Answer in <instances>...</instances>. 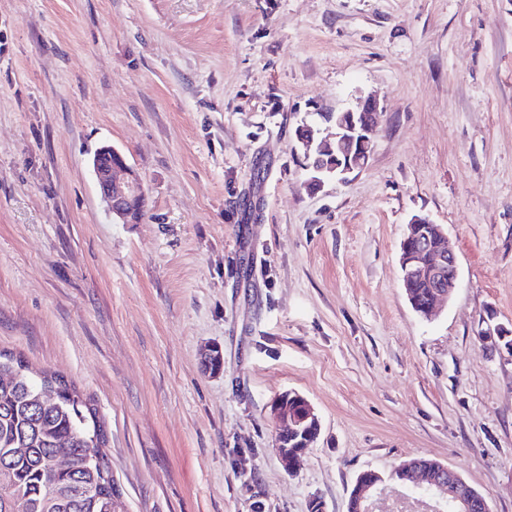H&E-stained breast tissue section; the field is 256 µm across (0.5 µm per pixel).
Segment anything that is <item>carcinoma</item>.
I'll return each instance as SVG.
<instances>
[{"label":"carcinoma","mask_w":512,"mask_h":512,"mask_svg":"<svg viewBox=\"0 0 512 512\" xmlns=\"http://www.w3.org/2000/svg\"><path fill=\"white\" fill-rule=\"evenodd\" d=\"M106 444L92 399L0 350V512H116ZM57 452L71 470L53 469Z\"/></svg>","instance_id":"carcinoma-1"}]
</instances>
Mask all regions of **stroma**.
Instances as JSON below:
<instances>
[{
	"instance_id": "stroma-1",
	"label": "stroma",
	"mask_w": 512,
	"mask_h": 512,
	"mask_svg": "<svg viewBox=\"0 0 512 512\" xmlns=\"http://www.w3.org/2000/svg\"><path fill=\"white\" fill-rule=\"evenodd\" d=\"M380 102L368 166L312 186L296 132ZM116 148L147 213L113 220ZM458 286L402 288L413 216ZM512 0H0V350L105 423L121 512H346L422 457L512 512ZM215 346L224 370L205 372ZM321 420L294 471L271 405ZM92 169L108 212L129 224L137 203L145 197L141 180L112 146H103L95 153ZM446 240L445 231L439 224L427 216L418 215L409 222L400 244L403 288L407 292L411 288L412 298L420 302L427 296V302H413L412 306L425 318L435 311L439 303L450 298L458 284L457 258ZM416 283L420 285L415 288ZM384 483L385 477L375 471L361 473L350 495L349 512H375Z\"/></svg>"
}]
</instances>
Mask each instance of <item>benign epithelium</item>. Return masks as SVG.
Returning <instances> with one entry per match:
<instances>
[{"label":"benign epithelium","instance_id":"obj_1","mask_svg":"<svg viewBox=\"0 0 512 512\" xmlns=\"http://www.w3.org/2000/svg\"><path fill=\"white\" fill-rule=\"evenodd\" d=\"M377 111V102L367 99L357 110L332 114L328 121L334 124L336 132L331 142L318 139L311 124L298 128L297 141L308 150L305 158L313 172L314 185L325 177L344 182L349 174L368 165L377 135ZM92 169L108 212L129 223L137 203L145 197L141 180L110 146L95 153ZM400 265L404 289L417 283L429 289L427 302L413 303V309L422 317H429L457 287L456 255L448 245L445 231L427 216L418 215L409 222L400 244ZM272 411L282 423L279 458L283 467L290 470L301 453L318 439L321 423L311 404L299 394H281L273 402ZM387 478L410 485L418 492L429 489L435 504L449 502L454 512H491L487 500L455 470L437 461L425 464L415 459L394 468L386 477L375 471L361 473L350 495L349 512H376Z\"/></svg>","mask_w":512,"mask_h":512}]
</instances>
